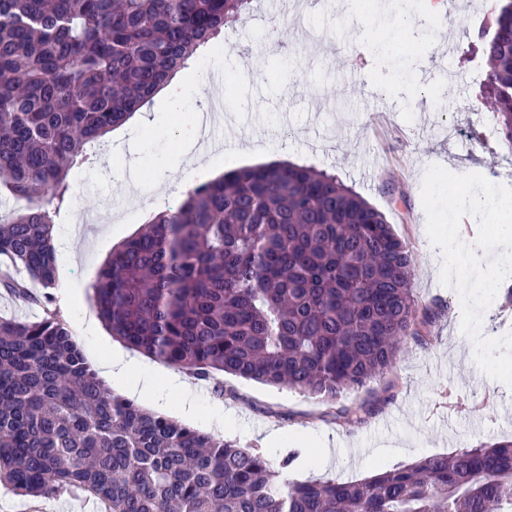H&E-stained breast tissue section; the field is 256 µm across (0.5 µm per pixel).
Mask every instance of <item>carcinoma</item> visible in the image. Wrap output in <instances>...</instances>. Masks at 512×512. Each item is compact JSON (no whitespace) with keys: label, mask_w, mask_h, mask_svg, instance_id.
Listing matches in <instances>:
<instances>
[{"label":"carcinoma","mask_w":512,"mask_h":512,"mask_svg":"<svg viewBox=\"0 0 512 512\" xmlns=\"http://www.w3.org/2000/svg\"><path fill=\"white\" fill-rule=\"evenodd\" d=\"M250 0H0V288L40 306L0 317V484L83 493L105 512H512V440L299 482L113 393L53 306L49 206L67 176ZM479 105L512 153V0L476 31ZM414 260L385 214L336 176L266 164L188 188L112 249L93 303L112 336L201 378L227 374L334 403L392 371L441 315L417 303ZM40 286L37 295L31 288ZM362 403L334 417L360 425Z\"/></svg>","instance_id":"1"}]
</instances>
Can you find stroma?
<instances>
[{
	"instance_id": "35a3bbf8",
	"label": "stroma",
	"mask_w": 512,
	"mask_h": 512,
	"mask_svg": "<svg viewBox=\"0 0 512 512\" xmlns=\"http://www.w3.org/2000/svg\"><path fill=\"white\" fill-rule=\"evenodd\" d=\"M268 0H254L253 13L227 29L220 45L200 49L180 72L193 87L203 74L220 73L227 110L241 100L252 107L245 119L213 133L224 154L212 170L191 168L181 188L209 182L222 173L269 162H293L334 172L345 185L385 213L414 258L412 287L420 306L441 302L444 310L426 341L407 340L392 372L369 390L344 394L340 405L372 401L366 423L348 426L331 419L329 403L294 390L231 375L192 379L200 395L190 424L202 431L261 451L272 463L298 452L291 479L355 480L376 466L394 468L420 457L448 454L480 441L512 436V388L488 378L474 360V343L461 331L462 304L454 288L440 282L441 254L426 235L421 183L439 164L454 173L478 172L500 182L512 155L497 142L476 141L479 123L491 113L475 106L480 78L472 67L475 17L486 0H466L454 25L418 13V0H373L369 11L350 14L305 0V14L289 16L275 46L258 43L272 21ZM417 17L415 28L395 26L397 12ZM328 33L325 43L303 39L306 25ZM395 72L398 88L387 83ZM151 126L129 119L111 131L110 153L72 175L70 196L60 206L56 228L70 232L76 254L57 256L53 296L71 290L75 305L63 308L85 357L120 349L104 323L86 335L82 321L96 317L89 297L95 275L113 246L136 233L149 218L174 205L167 185L181 160L174 123L191 122L193 105L174 112L162 95L145 107ZM451 119L467 147L450 141L442 127ZM251 141L256 150L238 152ZM231 422L217 427L214 408ZM0 512H104L86 495L62 492L23 496L0 486Z\"/></svg>"
}]
</instances>
